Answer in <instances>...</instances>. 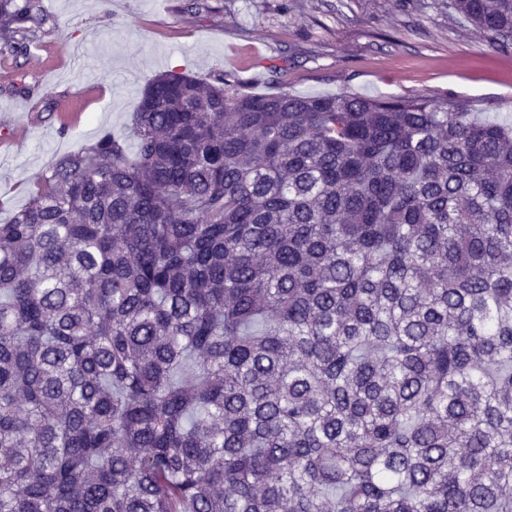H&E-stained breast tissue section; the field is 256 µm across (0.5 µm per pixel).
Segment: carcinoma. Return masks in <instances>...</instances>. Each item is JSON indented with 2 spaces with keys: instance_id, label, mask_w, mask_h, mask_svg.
Returning a JSON list of instances; mask_svg holds the SVG:
<instances>
[{
  "instance_id": "obj_1",
  "label": "carcinoma",
  "mask_w": 512,
  "mask_h": 512,
  "mask_svg": "<svg viewBox=\"0 0 512 512\" xmlns=\"http://www.w3.org/2000/svg\"><path fill=\"white\" fill-rule=\"evenodd\" d=\"M133 130L0 223V512H512V125L220 71Z\"/></svg>"
}]
</instances>
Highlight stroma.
Here are the masks:
<instances>
[{"instance_id": "stroma-1", "label": "stroma", "mask_w": 512, "mask_h": 512, "mask_svg": "<svg viewBox=\"0 0 512 512\" xmlns=\"http://www.w3.org/2000/svg\"><path fill=\"white\" fill-rule=\"evenodd\" d=\"M44 23L0 63V222L57 158L109 133L127 140L144 87L206 80L241 60L249 93L448 94L512 122V53L446 0H36Z\"/></svg>"}]
</instances>
